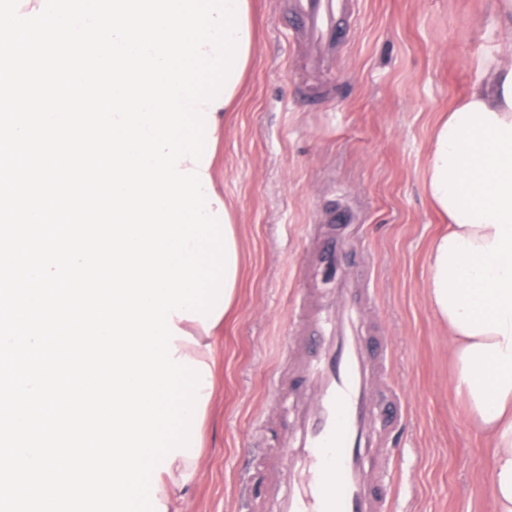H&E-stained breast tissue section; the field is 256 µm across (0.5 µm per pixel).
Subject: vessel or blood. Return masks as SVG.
Wrapping results in <instances>:
<instances>
[{"instance_id":"b4317fda","label":"vessel or blood","mask_w":512,"mask_h":512,"mask_svg":"<svg viewBox=\"0 0 512 512\" xmlns=\"http://www.w3.org/2000/svg\"><path fill=\"white\" fill-rule=\"evenodd\" d=\"M357 0H290L294 37L307 47L306 66L320 69L339 49ZM333 233L308 254L307 272L289 328L285 358L294 383L276 397L289 417L288 442L275 461L288 473L274 512H386L396 475L388 455L373 451L375 378L388 356V340H363L356 326L370 293L340 278L336 231L352 213L336 204L326 216ZM336 283L327 294L321 283Z\"/></svg>"}]
</instances>
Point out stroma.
I'll use <instances>...</instances> for the list:
<instances>
[{
	"label": "stroma",
	"mask_w": 512,
	"mask_h": 512,
	"mask_svg": "<svg viewBox=\"0 0 512 512\" xmlns=\"http://www.w3.org/2000/svg\"><path fill=\"white\" fill-rule=\"evenodd\" d=\"M256 46L238 109L215 146L214 185L234 209L241 246L235 306L215 339L214 396L187 512H264L278 471L242 481L265 440L285 442L273 382L282 375L298 272L332 187L357 215L341 239L350 275L372 264L365 317L390 338L389 371L404 406L378 428L400 491L393 512H492L484 438L451 383L448 328L428 305L429 250L440 229L423 189L439 113L477 78L494 32L489 0H359L350 44L315 76L314 104L294 69L282 0H251Z\"/></svg>",
	"instance_id": "1"
}]
</instances>
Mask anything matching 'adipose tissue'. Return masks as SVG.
Masks as SVG:
<instances>
[{
  "label": "adipose tissue",
  "mask_w": 512,
  "mask_h": 512,
  "mask_svg": "<svg viewBox=\"0 0 512 512\" xmlns=\"http://www.w3.org/2000/svg\"><path fill=\"white\" fill-rule=\"evenodd\" d=\"M498 22L478 77L433 128L424 172L432 208L448 223L429 253L428 301L448 327L453 384L491 445L492 512H512V0H493ZM177 357L214 365L211 331L175 319ZM200 461L175 456L156 497L186 512L183 490Z\"/></svg>",
  "instance_id": "adipose-tissue-1"
}]
</instances>
